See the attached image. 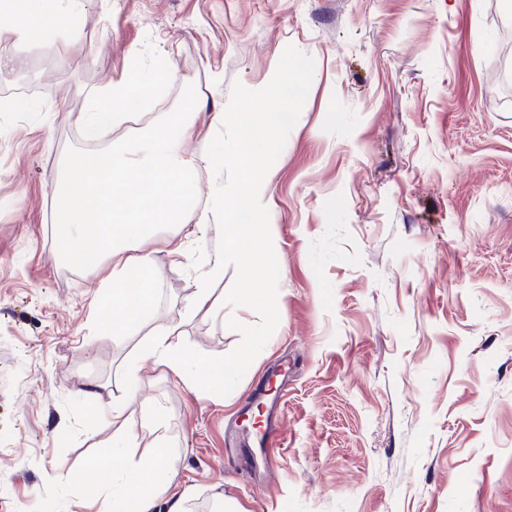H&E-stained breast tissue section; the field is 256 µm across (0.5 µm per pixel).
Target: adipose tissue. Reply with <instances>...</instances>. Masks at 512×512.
<instances>
[{"instance_id":"obj_1","label":"adipose tissue","mask_w":512,"mask_h":512,"mask_svg":"<svg viewBox=\"0 0 512 512\" xmlns=\"http://www.w3.org/2000/svg\"><path fill=\"white\" fill-rule=\"evenodd\" d=\"M82 0H0V15L8 17L10 29L20 40L39 45L54 34L72 30ZM149 82L136 76L120 81L96 95L80 121L88 136H97L106 127L121 123L135 92H148ZM193 135L191 124L179 113L148 128L122 147L102 153L87 152L73 159L53 194L58 209L56 238L62 244H77V265L97 266L103 254L115 255L111 274L104 279L106 298L111 305L109 322L113 333L141 325L154 300L155 262L145 251V242L156 237L160 227L182 223L197 197L198 168L219 169L224 152L215 151L193 158L184 145ZM238 160L237 181L220 186L218 201L224 217V252L209 265L205 283L189 303L193 314L210 313L209 281L223 278L225 260H233L240 270L234 299L250 306L257 299L255 282L271 275L268 252L263 243L262 223L264 177L259 162L266 142L242 130L230 142ZM112 185V194L102 191ZM249 223H241L242 215ZM140 359H150L177 376L190 390L211 398L223 397L237 367L212 363L192 353L174 348L167 335L150 338L140 349ZM124 401H113L107 414L112 419V446L88 460L81 468V480L90 500L108 493L111 512H154L169 489L175 470L168 464L163 435L142 443L125 417Z\"/></svg>"}]
</instances>
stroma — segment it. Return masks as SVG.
<instances>
[{"instance_id": "stroma-1", "label": "stroma", "mask_w": 512, "mask_h": 512, "mask_svg": "<svg viewBox=\"0 0 512 512\" xmlns=\"http://www.w3.org/2000/svg\"><path fill=\"white\" fill-rule=\"evenodd\" d=\"M0 512H107L73 468L112 445L95 414L120 398L131 426L161 428L177 471L158 502L186 512H512V13L502 0H88L66 41L0 32ZM173 68L108 147L187 101L191 153L231 138L222 108L268 133L262 158L272 273L248 307L239 269L188 303L224 221L162 228L143 324L113 335L101 280L56 259L53 187L89 150L78 118L100 89ZM295 118L265 131L256 93ZM180 248L179 260L170 251ZM172 329L179 349L234 365L223 400L142 362ZM275 470H241L224 421H247L259 378L278 380Z\"/></svg>"}]
</instances>
